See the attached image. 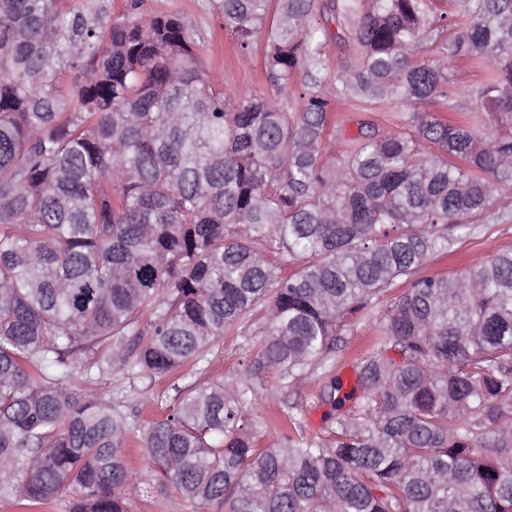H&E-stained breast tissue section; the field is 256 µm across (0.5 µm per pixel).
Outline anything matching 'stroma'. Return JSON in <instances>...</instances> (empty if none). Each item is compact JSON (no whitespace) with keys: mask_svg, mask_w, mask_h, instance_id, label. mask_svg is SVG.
Listing matches in <instances>:
<instances>
[{"mask_svg":"<svg viewBox=\"0 0 512 512\" xmlns=\"http://www.w3.org/2000/svg\"><path fill=\"white\" fill-rule=\"evenodd\" d=\"M147 8L154 11L176 9L184 12L192 21L202 43V54L210 71L223 80L225 93L262 87V61L265 52L264 38H257L250 51L237 49L232 37L224 30L220 16L211 5V0H147ZM414 104L395 101L374 105L365 111L359 106L342 102L335 106V119L344 131L356 132L360 122L369 121L379 132H396L400 129L401 115L414 111ZM512 250V221L505 224H484L473 235L462 238L455 252L434 258L422 270L423 275L436 276L461 269L473 260L488 257L503 250ZM380 309H372L368 316H353L354 326L346 333L336 355V370L343 377H354L353 365L377 334ZM248 333H229L220 341L218 348L206 363L187 372L185 383H207L228 376L245 377L246 364L255 354L254 343L265 327L264 312L254 309L247 317ZM322 379L319 373L307 376L300 389L293 394L275 390L274 380H265L263 388L257 389L252 401L254 415L276 419L285 400L292 399L306 409L307 431L312 435L322 434L325 406L318 404L317 395ZM167 378L143 376L107 378L88 385L93 395L122 398L137 409L141 419H156L167 413L175 393ZM130 464L146 492L132 505V512H191L189 503L177 493L160 471L151 465L138 448L130 450Z\"/></svg>","mask_w":512,"mask_h":512,"instance_id":"stroma-1","label":"stroma"}]
</instances>
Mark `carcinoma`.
I'll list each match as a JSON object with an SVG mask.
<instances>
[{
  "label": "carcinoma",
  "instance_id": "obj_1",
  "mask_svg": "<svg viewBox=\"0 0 512 512\" xmlns=\"http://www.w3.org/2000/svg\"><path fill=\"white\" fill-rule=\"evenodd\" d=\"M142 2L102 27L0 0V495L131 512L135 433L194 512H512V250L420 276L509 220L512 0H213L237 48L266 40V88L232 96L192 22ZM347 37L357 55L333 76L323 46ZM456 58L485 78L447 119L433 108ZM338 99L423 110L346 136ZM383 297L348 384L344 318ZM258 307L247 381L176 385L136 429L82 391L178 381ZM315 370L327 436L290 401L260 446L256 384L294 393Z\"/></svg>",
  "mask_w": 512,
  "mask_h": 512
}]
</instances>
